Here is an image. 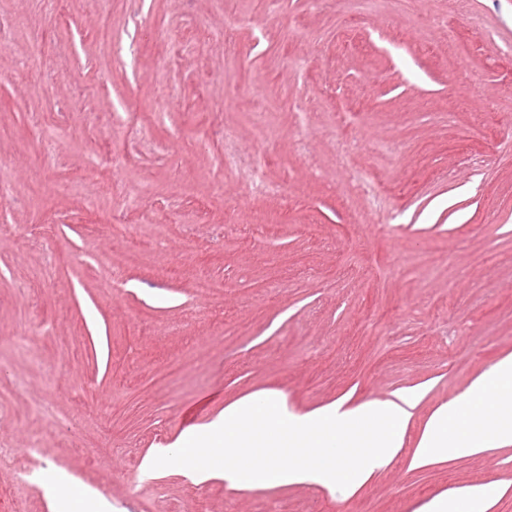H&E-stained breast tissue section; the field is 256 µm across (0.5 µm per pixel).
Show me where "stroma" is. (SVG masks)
Wrapping results in <instances>:
<instances>
[{
  "label": "stroma",
  "mask_w": 512,
  "mask_h": 512,
  "mask_svg": "<svg viewBox=\"0 0 512 512\" xmlns=\"http://www.w3.org/2000/svg\"><path fill=\"white\" fill-rule=\"evenodd\" d=\"M352 11L0 0V512H50L54 470L115 512H420L490 484L512 512V444L410 465L512 355V0H375L349 34ZM353 170L383 176L375 204ZM412 388L402 451L352 494L140 470L257 392L308 413Z\"/></svg>",
  "instance_id": "stroma-1"
}]
</instances>
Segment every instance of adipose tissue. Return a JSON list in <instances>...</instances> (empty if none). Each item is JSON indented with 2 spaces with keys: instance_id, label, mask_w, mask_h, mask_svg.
Masks as SVG:
<instances>
[{
  "instance_id": "ef3b65f1",
  "label": "adipose tissue",
  "mask_w": 512,
  "mask_h": 512,
  "mask_svg": "<svg viewBox=\"0 0 512 512\" xmlns=\"http://www.w3.org/2000/svg\"><path fill=\"white\" fill-rule=\"evenodd\" d=\"M419 399L410 390L357 405L340 399L297 414L275 394L258 393L225 406L175 444L151 449L141 469L147 475L175 470L195 484L221 478L239 490L312 482L351 494L400 453ZM504 444H512V356L478 377L466 396L432 414L411 464L447 461ZM498 494L495 486L475 487L436 497L422 512H461L463 501L470 512H487Z\"/></svg>"
}]
</instances>
